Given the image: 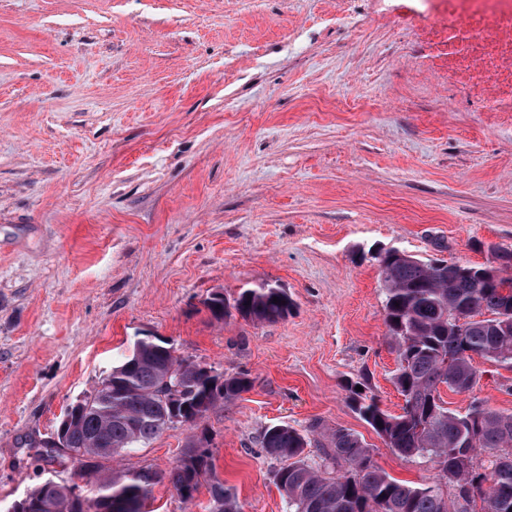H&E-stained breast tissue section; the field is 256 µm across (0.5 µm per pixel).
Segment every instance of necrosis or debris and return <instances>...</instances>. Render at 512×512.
<instances>
[{"instance_id":"necrosis-or-debris-1","label":"necrosis or debris","mask_w":512,"mask_h":512,"mask_svg":"<svg viewBox=\"0 0 512 512\" xmlns=\"http://www.w3.org/2000/svg\"><path fill=\"white\" fill-rule=\"evenodd\" d=\"M443 43L448 82L512 113V0H418Z\"/></svg>"}]
</instances>
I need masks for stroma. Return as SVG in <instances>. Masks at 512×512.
<instances>
[{
    "label": "stroma",
    "instance_id": "35a3bbf8",
    "mask_svg": "<svg viewBox=\"0 0 512 512\" xmlns=\"http://www.w3.org/2000/svg\"><path fill=\"white\" fill-rule=\"evenodd\" d=\"M413 0H0V512L70 460L36 452L65 410L150 337L251 388L114 468L168 474L193 436L242 512H285L263 431L359 434L387 448L392 377L375 255L482 264L512 248V114L448 83ZM285 288L288 318L215 320L210 294ZM474 396L512 411V369L475 358ZM470 395V396H473ZM450 409L470 396L442 389ZM165 479L152 512H208Z\"/></svg>",
    "mask_w": 512,
    "mask_h": 512
}]
</instances>
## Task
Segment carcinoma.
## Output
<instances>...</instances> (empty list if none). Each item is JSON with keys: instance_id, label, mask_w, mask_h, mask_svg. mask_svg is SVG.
Here are the masks:
<instances>
[{"instance_id": "1", "label": "carcinoma", "mask_w": 512, "mask_h": 512, "mask_svg": "<svg viewBox=\"0 0 512 512\" xmlns=\"http://www.w3.org/2000/svg\"><path fill=\"white\" fill-rule=\"evenodd\" d=\"M490 254L482 265L425 262L397 248L376 256L386 339L397 359L393 381L404 405L402 413L392 415L376 396L354 389L353 408L396 455L433 461L437 480L412 486L392 478L348 429L316 421L302 434L277 424L264 430L261 445L283 462L276 483L287 512H512V412L475 399L462 414L446 407L439 391L442 385L457 393L472 391L478 382L476 356L512 366V327L479 318L482 309L501 305L500 285H512V278L503 276L512 269V249L492 246ZM205 306L216 320L236 314L246 322L277 323L288 317L293 303L286 289L263 283L231 300L213 293ZM217 378L212 368L175 354L162 340L138 341L84 398L67 429L65 448L45 449L48 459L66 453L80 477L96 482V496L84 500L71 486L45 480L27 494L22 512H146L160 475L145 467L109 469L105 462L174 426L173 410L203 418L251 387L245 375L226 377L221 384ZM311 445L318 448L312 462L305 452ZM482 450L489 453L484 464L477 462ZM205 476L211 512H241L235 491L214 471L210 449L192 441L168 481L190 502ZM443 479L453 484L451 498L440 489Z\"/></svg>"}]
</instances>
